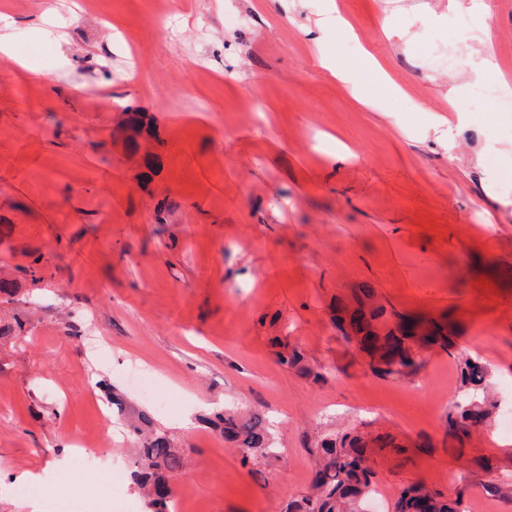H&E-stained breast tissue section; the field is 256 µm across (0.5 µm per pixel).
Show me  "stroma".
I'll list each match as a JSON object with an SVG mask.
<instances>
[{
    "mask_svg": "<svg viewBox=\"0 0 512 512\" xmlns=\"http://www.w3.org/2000/svg\"><path fill=\"white\" fill-rule=\"evenodd\" d=\"M335 2L354 33L324 45L360 69L356 86L317 62L326 0H172L165 34L157 0H0V34L29 58L0 57V512H30L14 476L58 474L81 443L147 512L133 410L186 450L171 492L187 512H286L320 430L365 422L409 446L401 465L376 454L389 504L512 449L490 429L449 453L456 355L380 379L331 320L361 284L448 317L512 408V110L475 95L492 83L512 98V0ZM128 107L153 119L151 149L117 132ZM284 336L323 379L278 363ZM219 408L265 414L270 465H241L207 420Z\"/></svg>",
    "mask_w": 512,
    "mask_h": 512,
    "instance_id": "stroma-1",
    "label": "stroma"
}]
</instances>
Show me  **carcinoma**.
Here are the masks:
<instances>
[{
	"instance_id": "carcinoma-1",
	"label": "carcinoma",
	"mask_w": 512,
	"mask_h": 512,
	"mask_svg": "<svg viewBox=\"0 0 512 512\" xmlns=\"http://www.w3.org/2000/svg\"><path fill=\"white\" fill-rule=\"evenodd\" d=\"M145 115L130 112L125 132L131 145L145 128ZM337 339L347 347H357L366 361L368 372L379 378L411 380L418 376L426 363V355L440 349L454 348L457 329L445 321L407 315L380 300V295L368 284L352 290L348 298L336 301L333 317ZM278 362L315 381L323 378L321 368L309 363L298 345L278 342ZM459 373L467 397L454 404L446 417L450 451L461 454L479 427L491 426L498 410V401L490 393L488 366L471 357L459 360ZM233 444L241 464L255 467L276 456L271 425L258 414L245 415L238 411H215L210 419ZM135 437L132 478L143 489L150 512H168L171 489L169 474L182 468V457L173 439L153 425L150 413H138L132 426ZM315 474L308 490L290 502L287 512H365L364 504L376 491L378 470L373 449L367 447L358 429L350 427L324 434L309 449ZM497 466L482 462L475 485L490 496L512 498V484L502 483L494 473ZM466 487L452 492L429 488L420 481L404 486L392 505V512H466L463 498Z\"/></svg>"
}]
</instances>
